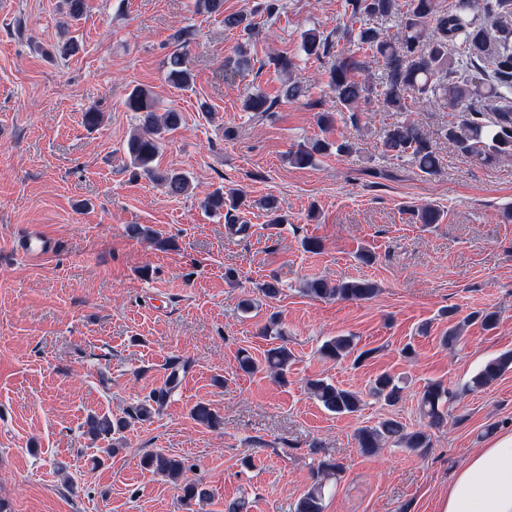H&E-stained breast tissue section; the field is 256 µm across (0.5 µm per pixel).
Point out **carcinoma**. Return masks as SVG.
<instances>
[{
  "label": "carcinoma",
  "instance_id": "cac0c4a2",
  "mask_svg": "<svg viewBox=\"0 0 512 512\" xmlns=\"http://www.w3.org/2000/svg\"><path fill=\"white\" fill-rule=\"evenodd\" d=\"M347 11L358 27L343 31L355 50L338 49L339 39L333 33L316 28L301 35L298 51L292 55H277L272 64L283 74H292L297 62L312 57L327 60V86L336 97L339 111L348 113L351 122L369 111L377 97L373 84L359 79L367 62L358 51L365 50L382 62V94L386 105L397 111H408L407 98L415 95L428 103L450 105L460 113V119L443 130V136L457 152L480 165H492L512 159V0H454L443 8L440 0H346ZM199 13L224 16L227 28L254 31V25L242 14H224V0H195ZM398 19L399 27L389 36L372 21ZM191 31L177 33L181 47L167 60V79L181 89H187L193 80L189 68L187 43ZM127 109L136 114L138 126L126 141L124 154L139 175L160 186L166 195L179 197L191 189L189 177L176 170H162L157 158L166 136L179 129L181 113L170 107L158 111L152 90L134 87L125 100ZM273 101L260 89L247 94L242 111L250 116L271 111ZM331 143L313 139L294 146L288 153L290 162L300 168L313 165L316 156L326 153ZM336 153L357 151L356 143L342 139L336 142ZM385 151L407 159L425 175L438 172L439 157L435 145L419 123L410 116L391 124L384 132ZM240 191H225L219 186L207 193L202 201L206 211L214 215L237 210L242 203ZM268 223L284 224L278 200L272 196L262 201ZM443 213L434 207H422L416 212V223L438 224ZM307 292L323 299L366 301L377 292L376 285L366 279H349L331 283L322 279L308 282ZM353 350L349 336H334L323 342V357L340 360ZM292 354L280 345L266 351L264 361L268 371L284 377ZM512 369V351H506L488 360L482 369L465 385L464 391L485 388ZM179 384V370L173 369L165 387L156 389L148 399L137 404L127 417L112 420L106 415L90 416L86 421L88 432L96 438H110L122 431L130 421H144L154 407H161ZM314 398L328 411L338 415L357 412L362 405L360 392L344 389L323 380L308 383ZM403 388L388 373L378 375L369 387V394L388 405L397 404ZM456 394L439 382L425 385L419 399L420 411L427 426L441 425L448 415V407ZM191 415L206 427L218 425V416L206 403L196 404ZM420 454L431 447L428 431L420 427L410 429L395 418H387L375 426L357 430L358 448L373 455L389 441ZM143 466L163 476L177 478L184 469L181 460L161 451L150 453ZM341 471L335 462H322L314 472V483L295 506V512H323V479Z\"/></svg>",
  "mask_w": 512,
  "mask_h": 512
}]
</instances>
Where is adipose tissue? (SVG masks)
<instances>
[{
    "label": "adipose tissue",
    "mask_w": 512,
    "mask_h": 512,
    "mask_svg": "<svg viewBox=\"0 0 512 512\" xmlns=\"http://www.w3.org/2000/svg\"><path fill=\"white\" fill-rule=\"evenodd\" d=\"M439 512H512V432L493 438L454 474Z\"/></svg>",
    "instance_id": "1"
}]
</instances>
